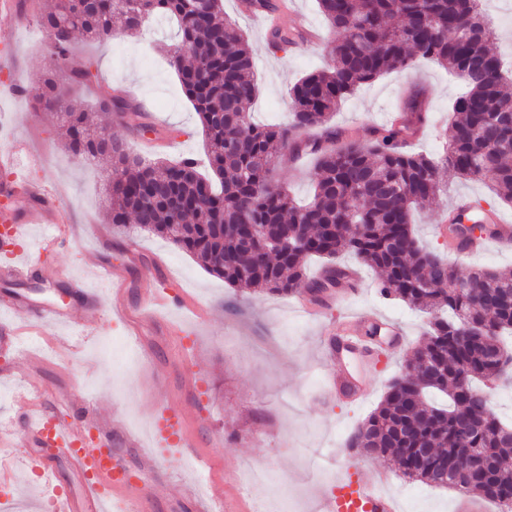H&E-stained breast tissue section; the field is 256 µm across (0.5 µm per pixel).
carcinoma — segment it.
I'll use <instances>...</instances> for the list:
<instances>
[{"label":"carcinoma","mask_w":512,"mask_h":512,"mask_svg":"<svg viewBox=\"0 0 512 512\" xmlns=\"http://www.w3.org/2000/svg\"><path fill=\"white\" fill-rule=\"evenodd\" d=\"M483 0H318L336 39L331 64L299 79L289 91L290 122L250 121L256 96L253 56L244 36L224 14V0H57L39 16L51 36L49 70L34 83V104L58 115L66 148L87 161L109 156L117 178L106 185L109 219L121 232L128 217L174 248L201 260L228 285L248 293L293 294L314 300L349 281L342 254L380 274L379 291L428 319L427 340L393 378L349 443L381 456L404 476L458 490L498 505L512 500V425L479 408L477 380H502V343L512 334V275L480 269L465 277L477 295L445 287L456 271L416 237L412 214L441 195L440 169L466 180L487 176L499 197L512 202V79L503 54L492 47L494 29ZM121 17L137 34L152 16L170 17L178 41L168 51L204 136L211 177L192 159L167 162L129 152L123 141L98 148L112 129L90 128L91 110L75 90L97 80L91 66L61 67L78 34L100 43L113 37ZM271 49L288 52L305 43L297 29L268 33ZM429 58L451 73L474 77L454 102L446 149L438 158L403 150L420 132L425 100L419 90L397 116L363 140L357 131L331 127L339 103L358 87ZM97 107L111 111L138 135L154 133L140 121L135 99L115 90ZM318 154L314 193L300 204L271 183L275 146ZM470 224L448 231L473 244L496 235L477 203ZM311 257L326 260L320 277L306 274Z\"/></svg>","instance_id":"obj_1"}]
</instances>
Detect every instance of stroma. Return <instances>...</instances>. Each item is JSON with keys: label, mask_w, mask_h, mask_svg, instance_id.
Wrapping results in <instances>:
<instances>
[{"label": "stroma", "mask_w": 512, "mask_h": 512, "mask_svg": "<svg viewBox=\"0 0 512 512\" xmlns=\"http://www.w3.org/2000/svg\"><path fill=\"white\" fill-rule=\"evenodd\" d=\"M53 2L27 0L22 18L0 16V26H16L18 34L12 51L14 67L8 73L0 71V81L11 74L28 85L45 73L50 58L36 17ZM288 8L283 24L293 25L295 16H305L321 39L284 54L269 49L268 30L260 17L244 12L240 0H224L225 14L236 21L254 57L258 93L250 115L260 125L286 123L289 88L328 62L324 47L333 35L317 0H288ZM175 40L174 23L163 18L155 31L117 35L108 43L76 37L72 56L93 63L103 87L132 91L150 121L161 129V138L151 147L128 135L112 113H100L102 124L111 126L113 135L124 139L131 152L149 151L172 161L191 157L205 173L209 167L198 116L163 51ZM413 89L423 93L427 112L423 133L408 149L438 156L443 151L438 132L446 127L462 84L431 61H415L408 70L393 71L360 86L342 102L331 124L362 134L370 132L386 123ZM0 125L7 128L10 138L25 139L43 158L40 167L11 176L15 192H23L33 180L52 183L67 208L70 237L61 251L45 252L38 258L39 265L63 270V281L39 274L25 280L0 277V297L13 295L35 308L55 304L69 310L74 321L73 326L60 328L24 321L0 305V326L17 330L23 350L19 357L0 351V424L11 423L43 392L54 390L60 394L51 408L57 420L88 417L103 424L125 450L134 441H146L155 402L165 400L184 409L196 440L194 455L203 461L216 460L217 465L200 477L185 468L180 457L167 456L151 477L154 512H190L185 493L197 488L202 478L222 484L225 493L236 499L239 512H255L256 496L243 495L240 490L241 477L250 468L271 471L291 512H316L320 487L335 480L342 467L366 477L385 468V461L375 456L358 453L350 458L337 453L378 406L389 381L424 341L426 317L402 302L380 296L378 273L360 267L359 294L313 317L303 315L295 297L289 295L241 294L209 274L192 255L155 235L113 232L105 217L104 191L111 162L106 158L90 163L75 159L65 148L63 129L54 113L25 100H2ZM315 173L313 157L285 153L272 177L304 200L311 193ZM442 180L446 193L436 205L418 209L414 215L423 244L447 250L448 242L439 237L435 226L460 195L495 208L512 224V203L498 198L491 179L469 181L446 172ZM132 252L139 261L132 269L127 303L138 304L143 294L157 291L179 293L188 305L178 312L158 310L155 321L142 324L143 339L152 344L155 357L150 361L136 358L122 374L109 362L107 342L118 336L131 346L135 339L127 325L114 317L112 287L96 271L105 260L127 264ZM74 281L99 298V325L86 335L78 325L84 301L73 293L70 284ZM358 312L395 321L404 335L380 356L368 382L367 397L348 402L329 394L327 373L335 367L357 372L362 360L355 356L330 360L325 347L337 336L338 324ZM163 322L175 324L182 332L180 339L161 335ZM183 355L197 364V384L189 391L181 387L178 359ZM0 456L22 489L16 512H47L51 487L32 473L27 449L6 448L0 450ZM385 488L397 495L402 512H452L456 497L455 492L404 478L397 471L392 472Z\"/></svg>", "instance_id": "1"}]
</instances>
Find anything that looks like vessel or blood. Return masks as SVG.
<instances>
[{
    "instance_id": "b4317fda",
    "label": "vessel or blood",
    "mask_w": 512,
    "mask_h": 512,
    "mask_svg": "<svg viewBox=\"0 0 512 512\" xmlns=\"http://www.w3.org/2000/svg\"><path fill=\"white\" fill-rule=\"evenodd\" d=\"M37 162L23 140H14L0 149L1 169L15 172ZM0 196L10 200L9 205L0 208V225L14 233L33 218L46 228L41 251L54 252L64 246L59 227L67 223V213L46 184L28 183L25 194L20 196L15 195L11 186L2 184ZM5 303L24 319L65 324L71 321L63 309L47 306L31 312L21 309L14 296L7 297ZM366 322L363 316L354 319L353 329L346 331L338 348H327V357H334L339 348L351 350L364 346L371 336ZM328 385L330 392L355 399L366 394L364 388L351 386L348 374L341 370L329 372ZM90 427L84 417L63 422L44 409L23 412L17 418L15 431L23 432L31 458L44 472H53V461L59 454L70 464L74 485L60 493L57 512H148L153 502V489L147 474L161 464L158 449L186 457L195 445L186 429L185 412L163 404L157 405L154 412L152 437L156 447L140 450L139 460L133 466L124 460L119 448L114 447L111 436L104 433L90 436ZM383 482L380 476L362 478L345 474L337 477L335 482L324 486L321 512H399L397 498L383 490Z\"/></svg>"
}]
</instances>
